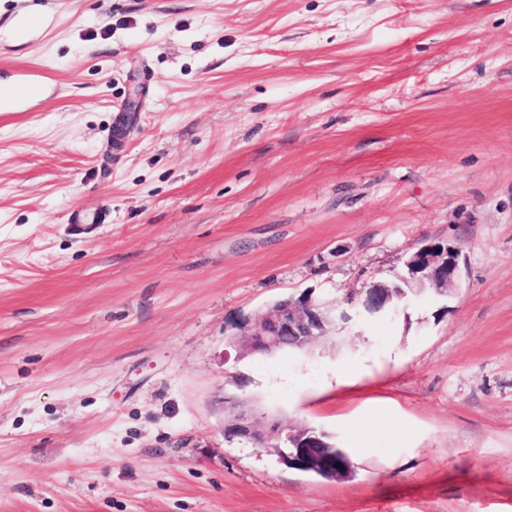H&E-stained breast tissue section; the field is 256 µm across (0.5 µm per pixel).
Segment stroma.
<instances>
[{"label": "stroma", "mask_w": 512, "mask_h": 512, "mask_svg": "<svg viewBox=\"0 0 512 512\" xmlns=\"http://www.w3.org/2000/svg\"><path fill=\"white\" fill-rule=\"evenodd\" d=\"M7 83L0 512H512V0H0ZM431 240L456 286L365 313ZM304 293L327 336L247 352ZM224 434L249 438L267 448H276L279 460L289 467L322 471L332 478L345 477L350 470L349 462L336 467V460L348 458L341 448H333L336 460L332 453L322 450L329 448L323 440L325 435L312 429L293 430L288 426L269 424L264 416L252 409H241L229 423H225Z\"/></svg>", "instance_id": "35a3bbf8"}]
</instances>
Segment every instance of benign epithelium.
Wrapping results in <instances>:
<instances>
[{
    "label": "benign epithelium",
    "mask_w": 512,
    "mask_h": 512,
    "mask_svg": "<svg viewBox=\"0 0 512 512\" xmlns=\"http://www.w3.org/2000/svg\"><path fill=\"white\" fill-rule=\"evenodd\" d=\"M460 255V248L452 243L431 242L417 247L405 265L413 279L444 294L460 277ZM404 296L405 291L397 285L376 283L366 292L364 310L379 312ZM327 325L321 307L310 297H289L275 302L259 316L256 327L249 333V348L253 353H270L284 336L291 337L297 347L303 348L326 335ZM224 434L249 438L267 448L277 449L279 460L289 467L322 471L333 478H342L350 470V464L336 465L334 455L325 451L327 444L323 434L311 429L293 430L270 424L252 409H241L224 425Z\"/></svg>",
    "instance_id": "7a95c632"
}]
</instances>
